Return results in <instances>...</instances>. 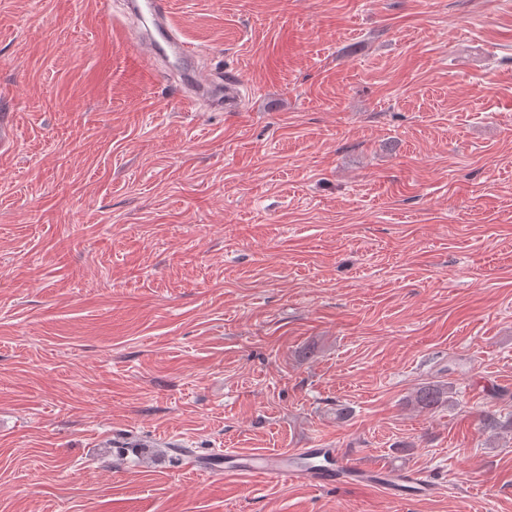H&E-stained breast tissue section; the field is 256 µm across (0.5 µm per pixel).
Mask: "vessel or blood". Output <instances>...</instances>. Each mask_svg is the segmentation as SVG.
Wrapping results in <instances>:
<instances>
[{
  "instance_id": "1",
  "label": "vessel or blood",
  "mask_w": 512,
  "mask_h": 512,
  "mask_svg": "<svg viewBox=\"0 0 512 512\" xmlns=\"http://www.w3.org/2000/svg\"><path fill=\"white\" fill-rule=\"evenodd\" d=\"M135 8L145 9L155 23L152 33L141 36L138 43L140 55L146 64H153L162 55L173 54L187 60L190 49L176 36L170 25L169 0H130ZM184 80L193 86L187 95L189 103L206 97L212 108L233 112L238 104L239 82L227 77L216 82L198 70H190ZM219 466L225 475L273 480L282 478L303 479L317 488L334 486L369 485L383 489L389 496L401 500H415L430 496L436 489L426 473L414 469L364 467L346 458L338 449L300 448L291 453L262 454L229 451L221 455Z\"/></svg>"
}]
</instances>
